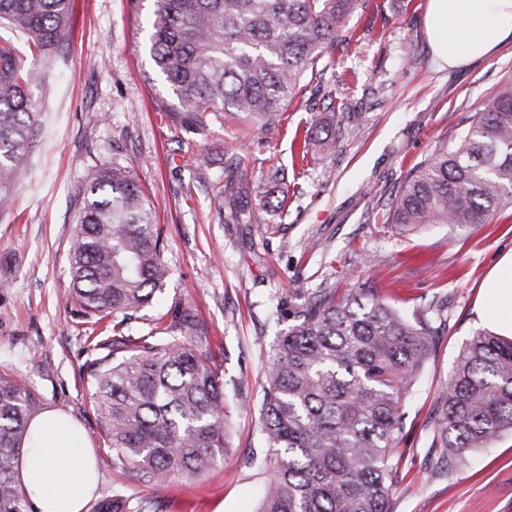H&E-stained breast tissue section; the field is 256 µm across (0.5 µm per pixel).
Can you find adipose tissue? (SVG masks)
<instances>
[{
    "instance_id": "ef3b65f1",
    "label": "adipose tissue",
    "mask_w": 512,
    "mask_h": 512,
    "mask_svg": "<svg viewBox=\"0 0 512 512\" xmlns=\"http://www.w3.org/2000/svg\"><path fill=\"white\" fill-rule=\"evenodd\" d=\"M429 45L441 66L456 68L512 42V0H426ZM478 319L512 336V250L483 284ZM18 479L29 512H84L99 485L96 454L68 414L49 410L29 426Z\"/></svg>"
}]
</instances>
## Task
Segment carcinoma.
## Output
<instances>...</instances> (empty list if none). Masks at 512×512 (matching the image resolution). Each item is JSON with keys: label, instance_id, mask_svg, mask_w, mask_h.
<instances>
[{"label": "carcinoma", "instance_id": "carcinoma-1", "mask_svg": "<svg viewBox=\"0 0 512 512\" xmlns=\"http://www.w3.org/2000/svg\"><path fill=\"white\" fill-rule=\"evenodd\" d=\"M150 54L191 128L227 112L271 141L284 105L307 72L342 42L346 18L368 0H154ZM71 0H0V210L9 206L40 113L30 88L43 72L17 56L23 33L42 60L65 39ZM331 119L347 125L351 106L324 93ZM68 250L70 297L111 336L83 373L112 448V468L154 485L216 465L227 436L224 374L199 348L206 338L185 310L164 335L124 333L167 278L160 228L130 166L92 171L79 193ZM512 205V81L483 101L467 132L412 169L386 205L379 231L451 230L487 224ZM270 356L260 405L269 473L257 512H388L398 462L401 410L418 383L428 337L425 312L387 304L366 280L338 296L315 291ZM43 403L0 372V512H27L16 475L32 419ZM429 464L451 473L473 453L512 434V337L478 329L462 348L427 422ZM150 501L116 494L94 512H149Z\"/></svg>", "mask_w": 512, "mask_h": 512}]
</instances>
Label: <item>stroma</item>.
Wrapping results in <instances>:
<instances>
[{"label":"stroma","instance_id":"stroma-1","mask_svg":"<svg viewBox=\"0 0 512 512\" xmlns=\"http://www.w3.org/2000/svg\"><path fill=\"white\" fill-rule=\"evenodd\" d=\"M426 0H370L349 17V43L322 55L315 81L286 106L273 141L227 116L194 132L150 57L145 17L154 0H73L69 34L30 95L43 112L8 210L0 211V371L69 414L94 448L97 498L119 492L155 512H256L267 481L250 463L261 452L258 410L265 371L291 311L316 289L375 282L406 310L441 308L414 394L404 409L390 512H512V437L452 474L431 473L427 421L479 323L482 283L512 249V208L490 223L452 231L378 232L375 215L409 170L470 126L512 80V43L469 65L439 68L427 46ZM348 93L357 113L337 146L325 145L327 90ZM311 132L300 193L279 199L276 168H291L296 133ZM208 155L210 164L198 163ZM119 160L133 167L161 228L169 277L128 325L136 335L175 310L195 312L203 351L224 374L229 445L196 476L154 485L112 467L80 373L96 351L69 296L67 251L88 173ZM247 184H239L240 170ZM253 224H230L231 208Z\"/></svg>","mask_w":512,"mask_h":512}]
</instances>
